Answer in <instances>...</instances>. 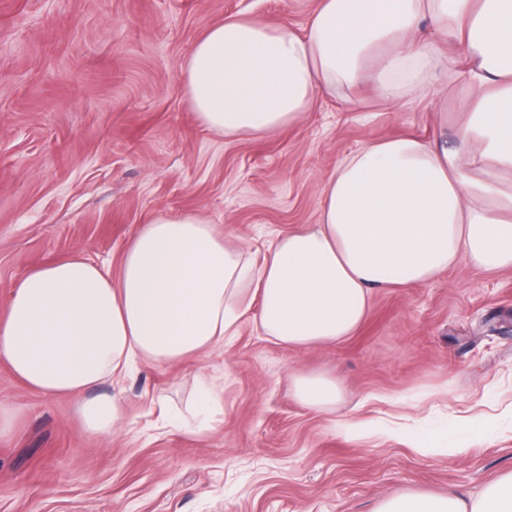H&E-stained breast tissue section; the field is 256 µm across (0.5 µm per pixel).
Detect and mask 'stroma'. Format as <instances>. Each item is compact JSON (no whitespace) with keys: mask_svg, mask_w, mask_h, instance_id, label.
Listing matches in <instances>:
<instances>
[{"mask_svg":"<svg viewBox=\"0 0 512 512\" xmlns=\"http://www.w3.org/2000/svg\"><path fill=\"white\" fill-rule=\"evenodd\" d=\"M318 0H0V301L32 269L73 255L118 270L159 212H204L262 257L277 233L319 221L327 176L392 135L455 142L439 83L379 100L370 84L317 96L292 128L227 140L207 130L183 67L214 23L254 14L302 27ZM342 385L332 430L289 378ZM220 387L208 429L181 416L201 380ZM99 394L124 421L89 434L66 397L22 385L0 364V512H374L393 493L479 496L512 472V270L467 263L434 281L378 292L354 336L288 347L251 323L176 367L135 361ZM495 415L460 456H424L400 429Z\"/></svg>","mask_w":512,"mask_h":512,"instance_id":"1","label":"stroma"}]
</instances>
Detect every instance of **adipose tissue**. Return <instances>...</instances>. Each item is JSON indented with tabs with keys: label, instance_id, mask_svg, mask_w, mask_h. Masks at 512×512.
<instances>
[{
	"label": "adipose tissue",
	"instance_id": "obj_1",
	"mask_svg": "<svg viewBox=\"0 0 512 512\" xmlns=\"http://www.w3.org/2000/svg\"><path fill=\"white\" fill-rule=\"evenodd\" d=\"M465 109L455 147L395 135L345 159L326 180L320 221L279 233L262 260L196 212L160 213L127 243L118 271L74 256L30 272L0 317V361L32 390L68 397L86 430L108 438L117 396L87 398L136 358L178 366L251 320L289 347L337 343L367 317L375 291L435 280L460 262L512 268V0H319L302 31L255 15L211 25L183 67L209 131L266 136L300 122L316 96L371 83L389 101L436 78L442 42ZM303 405L332 409L335 378L295 377ZM481 421L408 434L428 454L464 452ZM376 512H512V473L478 498L402 491Z\"/></svg>",
	"mask_w": 512,
	"mask_h": 512
}]
</instances>
